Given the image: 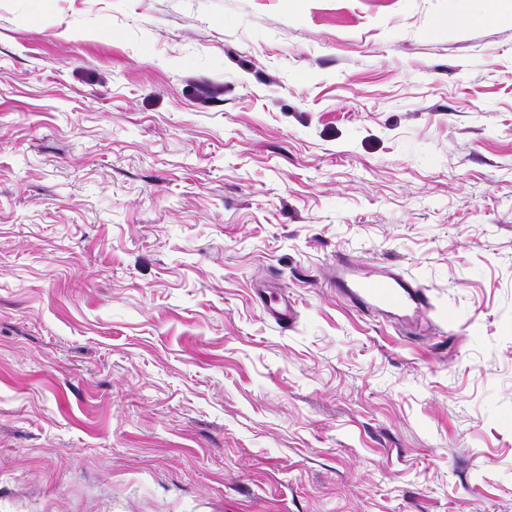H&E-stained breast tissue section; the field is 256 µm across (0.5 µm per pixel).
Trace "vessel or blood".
<instances>
[{"label":"vessel or blood","mask_w":512,"mask_h":512,"mask_svg":"<svg viewBox=\"0 0 512 512\" xmlns=\"http://www.w3.org/2000/svg\"><path fill=\"white\" fill-rule=\"evenodd\" d=\"M354 260L336 261V286L344 297L363 313L377 309H390L421 316L432 308L427 289L400 274L364 273L353 278Z\"/></svg>","instance_id":"b4317fda"}]
</instances>
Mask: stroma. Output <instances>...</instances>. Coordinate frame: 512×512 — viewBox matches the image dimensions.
<instances>
[{"label":"stroma","mask_w":512,"mask_h":512,"mask_svg":"<svg viewBox=\"0 0 512 512\" xmlns=\"http://www.w3.org/2000/svg\"><path fill=\"white\" fill-rule=\"evenodd\" d=\"M475 8L0 0V512H512V0ZM357 262L349 258L336 260V288L362 313L390 309L422 316L433 308L428 290L400 274L366 272L360 278L350 276Z\"/></svg>","instance_id":"obj_1"}]
</instances>
